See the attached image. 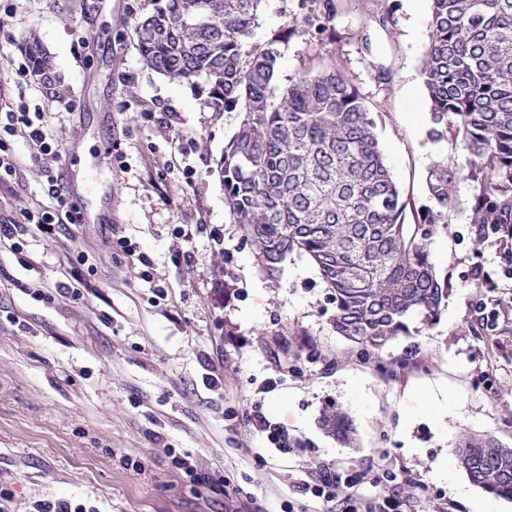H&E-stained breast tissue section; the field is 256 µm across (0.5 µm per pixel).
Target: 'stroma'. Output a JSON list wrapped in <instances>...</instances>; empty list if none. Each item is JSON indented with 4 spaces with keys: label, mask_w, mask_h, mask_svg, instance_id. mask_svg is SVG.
Segmentation results:
<instances>
[{
    "label": "stroma",
    "mask_w": 512,
    "mask_h": 512,
    "mask_svg": "<svg viewBox=\"0 0 512 512\" xmlns=\"http://www.w3.org/2000/svg\"><path fill=\"white\" fill-rule=\"evenodd\" d=\"M386 8L383 27L376 17ZM151 9L152 0H0V86L41 106L63 144L58 159L34 163L25 139L10 138L22 170L0 189V215L45 205L49 171L83 166L101 192L98 223L0 246V507L34 512L59 499L92 512H278L301 499L308 512H331L298 489L321 461L344 475L390 472L393 481L361 491L399 496L402 512H512V500L476 486L459 498L437 476L441 466L459 471L461 434L512 447V279L501 276L495 246L473 239L468 181L457 183L459 207L429 246L448 280L439 319L363 357L332 329L335 308L306 258L289 257L278 282L263 277L216 171L243 114L209 111L204 92L144 65L134 27ZM81 28L97 39L79 41ZM32 32L71 109L11 70ZM430 37V0H339L331 14L323 0H263L250 40L274 42L282 87L305 68H343L416 210L430 165L454 155L451 142L428 135L421 67ZM166 112L185 153L158 125ZM108 138L124 164L95 168ZM111 222L148 258L152 281L111 242ZM184 224L220 230L223 245L184 241ZM479 267L497 271L495 287H473ZM64 274L82 282L79 297L56 294ZM484 312L495 326L474 335ZM331 402L350 418L352 444L322 429ZM254 406L287 427L289 453L256 434ZM171 448L195 456L204 483L173 467Z\"/></svg>",
    "instance_id": "obj_1"
}]
</instances>
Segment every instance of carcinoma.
<instances>
[{
  "label": "carcinoma",
  "instance_id": "1",
  "mask_svg": "<svg viewBox=\"0 0 512 512\" xmlns=\"http://www.w3.org/2000/svg\"><path fill=\"white\" fill-rule=\"evenodd\" d=\"M261 2L154 0L135 28L138 50L173 80H203L210 111L244 112L217 162L233 222L270 281L289 256L306 257L335 305L336 334L368 356L410 335V317L433 323L448 302V279L437 274L429 244L458 207L460 180L471 187L474 238L494 240L512 273V0H430L421 68L430 135L451 139L465 165L430 167L428 204L412 224L375 120L343 71L305 69L278 88L274 42L249 41ZM18 48L56 89L38 37ZM321 423L352 440L337 404L325 406ZM455 452L474 485L512 500V448L464 434Z\"/></svg>",
  "mask_w": 512,
  "mask_h": 512
}]
</instances>
